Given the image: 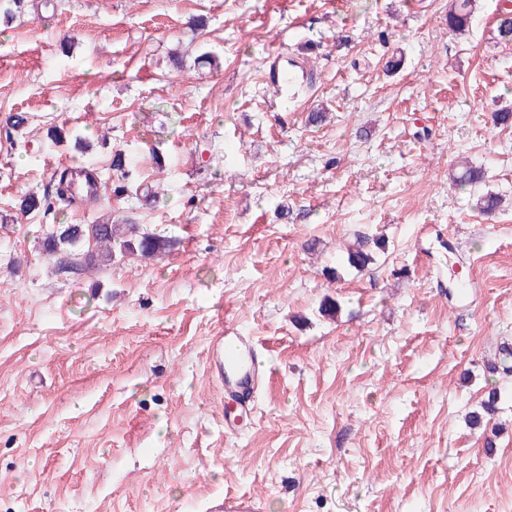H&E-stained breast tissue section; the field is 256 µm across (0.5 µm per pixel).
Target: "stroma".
Returning a JSON list of instances; mask_svg holds the SVG:
<instances>
[{
    "mask_svg": "<svg viewBox=\"0 0 512 512\" xmlns=\"http://www.w3.org/2000/svg\"><path fill=\"white\" fill-rule=\"evenodd\" d=\"M498 2L477 0L463 38L451 0H27L0 26V512H205L225 494L264 512H512ZM277 54L307 63L295 102L261 81ZM117 152L157 202L113 196ZM76 156L100 197L20 213ZM464 158L503 196L495 214L453 183ZM106 215L177 245L56 271L42 237ZM358 233L387 241L360 271ZM229 326L269 366L232 434L207 368ZM493 389L489 449L466 418Z\"/></svg>",
    "mask_w": 512,
    "mask_h": 512,
    "instance_id": "stroma-1",
    "label": "stroma"
}]
</instances>
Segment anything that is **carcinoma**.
<instances>
[{
	"label": "carcinoma",
	"mask_w": 512,
	"mask_h": 512,
	"mask_svg": "<svg viewBox=\"0 0 512 512\" xmlns=\"http://www.w3.org/2000/svg\"><path fill=\"white\" fill-rule=\"evenodd\" d=\"M474 0H455L448 11V27L458 34L469 31L473 14ZM497 38L512 41V0H502L496 18ZM83 169L77 163L60 169L53 174V191L38 196L27 194L20 199L19 211L30 214L41 210H54L69 207L77 196L67 191L68 176L71 172ZM458 182L478 192L475 207L484 213L495 211L501 199L493 192L481 191L486 185V176L482 168L464 164L458 176ZM175 241L164 236L143 233L136 224H114L110 220L97 224H57L42 240L45 254L57 258L69 257L76 262L77 271L107 266L127 256H137L145 260L164 255L174 249ZM382 247L378 239L357 238L347 253L346 263L359 270L372 260V248ZM497 392L489 393L481 404V410L471 412L470 425L474 428L488 426L497 405Z\"/></svg>",
	"instance_id": "obj_1"
}]
</instances>
